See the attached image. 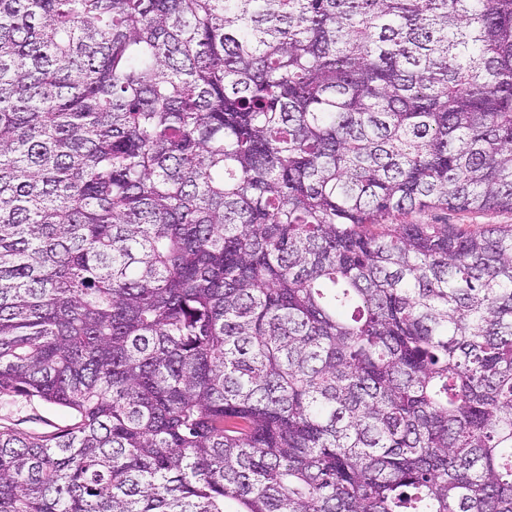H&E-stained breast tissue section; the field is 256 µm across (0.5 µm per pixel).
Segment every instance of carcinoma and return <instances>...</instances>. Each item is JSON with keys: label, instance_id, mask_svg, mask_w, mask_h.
Returning a JSON list of instances; mask_svg holds the SVG:
<instances>
[{"label": "carcinoma", "instance_id": "1", "mask_svg": "<svg viewBox=\"0 0 512 512\" xmlns=\"http://www.w3.org/2000/svg\"><path fill=\"white\" fill-rule=\"evenodd\" d=\"M512 0H0V512H512ZM416 224H512V213L464 214L430 209L413 215ZM73 422L74 416L69 410L37 399L17 397L0 405V423L29 434L63 429Z\"/></svg>", "mask_w": 512, "mask_h": 512}]
</instances>
